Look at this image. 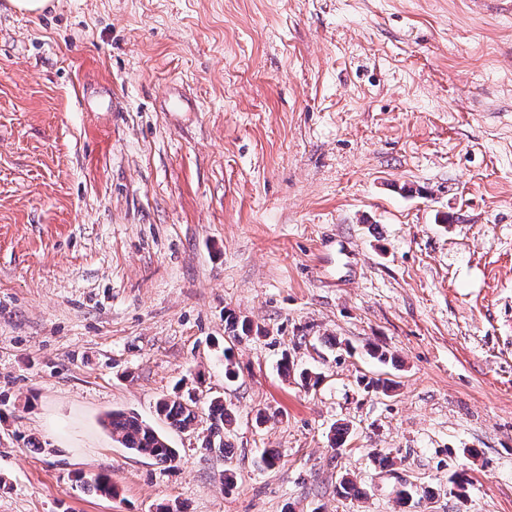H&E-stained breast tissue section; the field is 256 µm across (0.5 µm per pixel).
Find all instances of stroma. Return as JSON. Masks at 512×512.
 <instances>
[{"label": "stroma", "mask_w": 512, "mask_h": 512, "mask_svg": "<svg viewBox=\"0 0 512 512\" xmlns=\"http://www.w3.org/2000/svg\"><path fill=\"white\" fill-rule=\"evenodd\" d=\"M7 3L0 512H512V0ZM177 389L231 403L228 454ZM156 415L173 430L185 433L194 430L198 414L195 405L178 397H161L155 403ZM104 424L124 448L148 456L160 464L171 465L176 462V448H171L167 438L137 414L112 411L106 414Z\"/></svg>", "instance_id": "obj_1"}]
</instances>
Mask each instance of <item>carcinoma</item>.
Masks as SVG:
<instances>
[{"label":"carcinoma","instance_id":"cac0c4a2","mask_svg":"<svg viewBox=\"0 0 512 512\" xmlns=\"http://www.w3.org/2000/svg\"><path fill=\"white\" fill-rule=\"evenodd\" d=\"M249 331L246 323L239 322L231 314L226 316L224 332L228 337L237 339ZM155 412L171 429L180 433L194 430L198 418L195 405L178 397L159 398L155 403ZM208 418L211 421L209 434L203 437L201 447L211 448L220 454L227 453L230 445L224 440V425L230 422L231 408L224 404L223 399L214 398L208 406ZM104 424L117 442L134 453L148 456L164 465L176 462L177 450L170 446L164 435L137 414L112 411L106 414ZM84 486L106 496L112 495V483L103 474L89 477L84 481ZM336 494L344 499H356L363 492L352 479L343 477L336 485Z\"/></svg>","mask_w":512,"mask_h":512}]
</instances>
